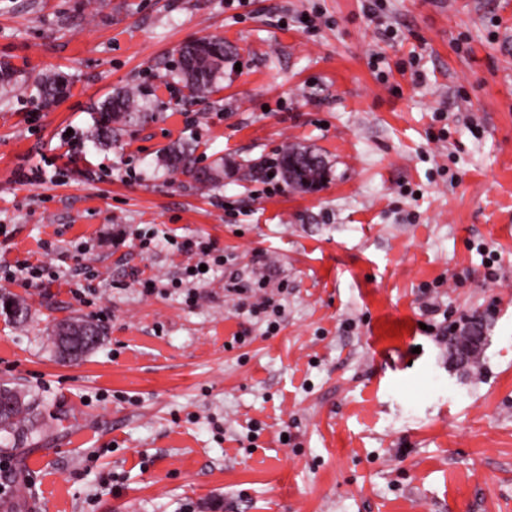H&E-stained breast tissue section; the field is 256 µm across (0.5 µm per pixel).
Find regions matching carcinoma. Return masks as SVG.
Segmentation results:
<instances>
[{"label":"carcinoma","mask_w":512,"mask_h":512,"mask_svg":"<svg viewBox=\"0 0 512 512\" xmlns=\"http://www.w3.org/2000/svg\"><path fill=\"white\" fill-rule=\"evenodd\" d=\"M232 54L231 48L217 38H201L192 41L179 50L178 78L189 89L190 99L204 102L216 89L224 60ZM17 82V71L8 63H0V92L8 94ZM38 97L46 105L53 104L69 91L66 78L60 74L42 77L34 84ZM147 117L143 100L133 89L118 91L108 97L97 108L93 117L91 136L101 143L112 140L120 127ZM195 147L180 145L169 147L162 155L164 165L189 178L201 190L216 184L224 163L199 167L194 156ZM284 181L295 189L309 191L323 184L330 173L328 163L309 148L287 147L277 162ZM57 331L74 335L91 333L97 336V343L82 347L79 351L58 355L65 359H78L99 347L103 332L89 321L70 319L56 325ZM0 393L17 397L14 405L0 413V462L20 457L21 440L41 439L43 434L42 403L37 398H26L22 390L7 384L0 385Z\"/></svg>","instance_id":"obj_1"}]
</instances>
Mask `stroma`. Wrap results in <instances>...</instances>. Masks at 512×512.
Listing matches in <instances>:
<instances>
[{
	"label": "stroma",
	"instance_id": "stroma-1",
	"mask_svg": "<svg viewBox=\"0 0 512 512\" xmlns=\"http://www.w3.org/2000/svg\"><path fill=\"white\" fill-rule=\"evenodd\" d=\"M369 4L0 0L21 73L0 262L57 273L0 282L29 308L0 309V383L67 415L11 471L34 512H512V0ZM212 36L234 49L215 93L180 99L179 49ZM56 73L71 91L47 107L33 82ZM130 88L151 119L95 146L94 109ZM178 140L223 160L218 185L160 164ZM291 144L328 161L320 189L243 177ZM197 238L224 262L190 307L171 283ZM237 271L283 288L275 331L225 296ZM102 308L101 346L59 361L56 323ZM474 315L487 341L460 370L441 334Z\"/></svg>",
	"mask_w": 512,
	"mask_h": 512
}]
</instances>
